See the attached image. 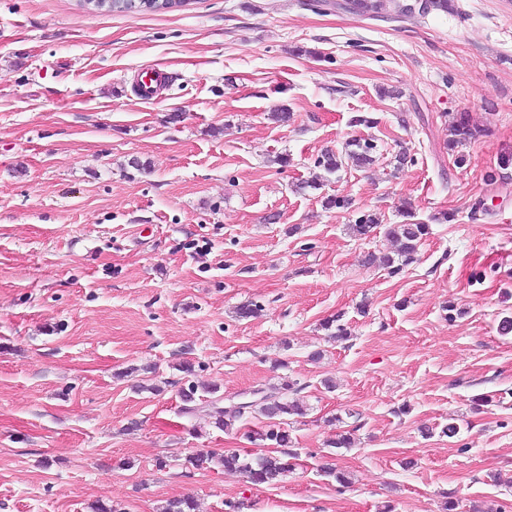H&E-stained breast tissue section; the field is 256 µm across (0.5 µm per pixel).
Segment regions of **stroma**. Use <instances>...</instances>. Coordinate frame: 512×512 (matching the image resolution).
Wrapping results in <instances>:
<instances>
[{"label": "stroma", "instance_id": "1", "mask_svg": "<svg viewBox=\"0 0 512 512\" xmlns=\"http://www.w3.org/2000/svg\"><path fill=\"white\" fill-rule=\"evenodd\" d=\"M454 4L363 19L337 0H0V512L183 496L199 512H512V167L485 178L512 154V0ZM155 70L167 81L142 99ZM463 111L489 134L452 152ZM355 137L377 144L371 169L301 189ZM358 210L383 228L354 238ZM443 210L454 221L434 222ZM410 220L430 226L417 261L366 264ZM248 301L261 316L237 319ZM337 314L341 342L321 327ZM285 376L308 407L288 421L291 472L255 486L188 465L267 453L213 427L210 404ZM343 430L354 447L330 455Z\"/></svg>", "mask_w": 512, "mask_h": 512}]
</instances>
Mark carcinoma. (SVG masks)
I'll list each match as a JSON object with an SVG mask.
<instances>
[{
  "mask_svg": "<svg viewBox=\"0 0 512 512\" xmlns=\"http://www.w3.org/2000/svg\"><path fill=\"white\" fill-rule=\"evenodd\" d=\"M340 7L349 13L368 18L385 16H410L415 13L426 15L433 11L448 12V0H342ZM112 8L137 12H161L163 7L155 0H112ZM485 134V130L472 123L469 113L461 112L448 129V147L454 148L464 140L475 139ZM377 144L370 139L354 138L345 144L344 151L335 152L326 149L317 157L315 164L328 178L340 172L345 165L368 169L376 162ZM380 216L374 211H359L354 223L349 225L351 234L365 239L380 226ZM430 225L423 223L391 224L386 234L393 241L392 251L378 257L369 254L366 263H379L390 275H397L409 264L416 261L421 241L429 234ZM327 336L338 341L347 338L348 330L341 324V316L336 315L322 324ZM303 387L295 380L285 379L278 387L254 400L243 409L213 410L210 417L215 427L231 431L245 416L254 411L260 413L270 424L255 433L256 439L267 442L276 448L290 447L292 439L288 430L279 420L288 416H303L307 407L300 399ZM296 458L293 452L284 456L262 454L252 456L249 453L236 452L218 454L216 452L198 453L189 458L188 463L197 470L209 469L214 465L228 471L243 474L253 484H271L283 477L291 468L290 460ZM197 503L189 497L168 501L163 512H196Z\"/></svg>",
  "mask_w": 512,
  "mask_h": 512,
  "instance_id": "obj_1",
  "label": "carcinoma"
}]
</instances>
